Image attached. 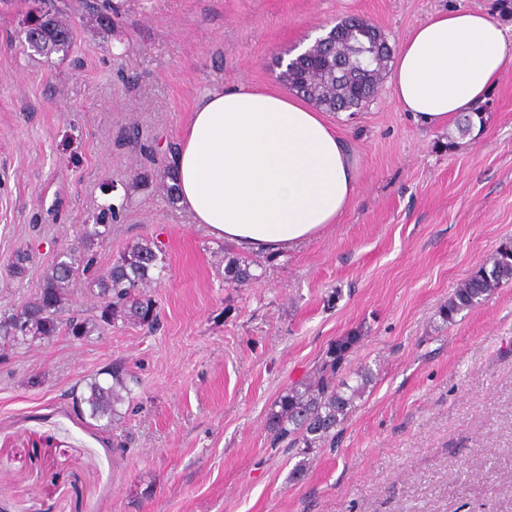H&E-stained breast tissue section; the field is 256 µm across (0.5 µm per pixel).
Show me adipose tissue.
Masks as SVG:
<instances>
[{
  "label": "adipose tissue",
  "instance_id": "adipose-tissue-1",
  "mask_svg": "<svg viewBox=\"0 0 512 512\" xmlns=\"http://www.w3.org/2000/svg\"><path fill=\"white\" fill-rule=\"evenodd\" d=\"M512 65V37L489 15L458 7L398 43L389 84L419 124L475 110ZM172 170L195 223L224 243L281 254L336 223L359 191L345 141L307 100L276 88H211L181 132Z\"/></svg>",
  "mask_w": 512,
  "mask_h": 512
}]
</instances>
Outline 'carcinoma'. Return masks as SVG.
<instances>
[{"instance_id": "1", "label": "carcinoma", "mask_w": 512, "mask_h": 512, "mask_svg": "<svg viewBox=\"0 0 512 512\" xmlns=\"http://www.w3.org/2000/svg\"><path fill=\"white\" fill-rule=\"evenodd\" d=\"M82 8L96 15L100 24H112V0L103 3L83 2ZM71 5H53L44 20L31 29L28 42L37 44L35 52L51 54L70 50L73 37L67 23ZM335 38L316 45L309 56L282 71L280 78L289 90L303 96L315 106L333 113L361 111L375 93L390 56L373 53L371 46L379 37L376 28L355 18L337 22L330 28ZM149 165L132 176V186L139 190L163 188L170 201L178 200L176 186L169 166L148 155ZM130 200L116 207L100 206L98 223L85 228L82 239L83 256H58L43 278L37 296L18 308L0 313V344L17 346L35 340H51L60 332L81 339L93 332L110 330L120 319L134 325L152 328L157 323V303L150 294L154 282L153 270L164 268V258L154 250V242L144 239L124 250L112 260L104 272L86 277L93 257L91 254L103 239L107 221H114ZM255 262L224 251V285L240 288L256 279ZM84 283L97 290L100 305L90 317L65 315L71 289ZM512 282V245L505 244L497 251L491 267H481L461 283L441 307L442 320L450 324L463 311L481 304L500 286ZM362 339L357 333L336 338L327 348L314 375L292 386L274 402L268 415L267 430L272 445L283 442L306 455L324 446L335 437V429L354 411L355 402L373 382L371 368L363 367L342 376L347 353ZM111 381L103 384L97 379L87 383L88 394L79 399L89 407L90 417L112 421L118 416L117 405L125 401L122 392L127 386V370L121 363L107 369Z\"/></svg>"}]
</instances>
